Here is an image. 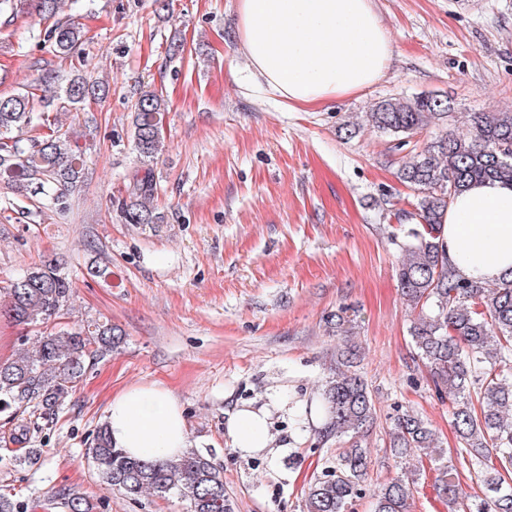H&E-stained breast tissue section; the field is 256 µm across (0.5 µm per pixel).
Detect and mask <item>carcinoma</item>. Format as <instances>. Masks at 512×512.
<instances>
[{"label": "carcinoma", "mask_w": 512, "mask_h": 512, "mask_svg": "<svg viewBox=\"0 0 512 512\" xmlns=\"http://www.w3.org/2000/svg\"><path fill=\"white\" fill-rule=\"evenodd\" d=\"M35 9L54 23L45 31L55 55L78 54L87 31L56 18L58 0H33ZM50 94L26 90L0 96V178L22 181L34 195L54 206L82 177L83 159L68 133L50 120V112L78 109L101 88L80 73L65 78L47 75ZM163 100L153 91L138 99L133 119L134 147L144 166L124 210L130 224H152L156 187L149 163L160 142ZM453 107L442 95L389 98L365 113L370 128L409 139L431 127L442 134L402 162L398 179L417 192L412 241L398 266V282L414 314L410 336L418 358L437 388L452 396V426L458 448L437 444L435 433L417 413L399 414L389 432L396 475L372 490L373 512H411L426 465L436 472L434 489L448 512H512V275L495 281L467 279L448 262L442 218L455 195L472 183L494 180L512 185V112H474L470 128L446 131ZM72 284L57 266L29 268L5 289L0 315L19 325L47 323L70 303ZM354 320L341 311L330 319L338 336L351 334ZM123 343L122 332L109 322H91L51 330L0 361V415L19 422L22 439L30 427L19 420L29 411L51 417L65 405L91 362ZM336 375L326 381L321 411L326 432L348 437L336 461L315 476L305 492L306 512H346L361 495L371 464L366 434L376 408L367 384L356 370V354L340 353ZM102 480L131 500L145 494L184 498L190 512H234L224 476L210 456L191 448L185 454L152 462L133 459L112 446L102 426L88 449ZM481 478L483 495L462 487L460 469ZM69 512H89L79 493H57ZM32 505L0 494V512H30Z\"/></svg>", "instance_id": "1"}]
</instances>
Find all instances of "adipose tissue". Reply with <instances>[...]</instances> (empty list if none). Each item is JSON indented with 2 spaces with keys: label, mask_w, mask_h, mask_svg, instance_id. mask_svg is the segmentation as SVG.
Listing matches in <instances>:
<instances>
[{
  "label": "adipose tissue",
  "mask_w": 512,
  "mask_h": 512,
  "mask_svg": "<svg viewBox=\"0 0 512 512\" xmlns=\"http://www.w3.org/2000/svg\"><path fill=\"white\" fill-rule=\"evenodd\" d=\"M234 36L248 81L294 111L371 87L393 58L372 0H236ZM442 224L448 260L461 276L494 279L512 269V187H470L450 202ZM105 421L113 446L136 458H175L192 446L178 401L158 383L113 395ZM227 433L244 455L274 445L263 407L239 409Z\"/></svg>",
  "instance_id": "obj_1"
}]
</instances>
